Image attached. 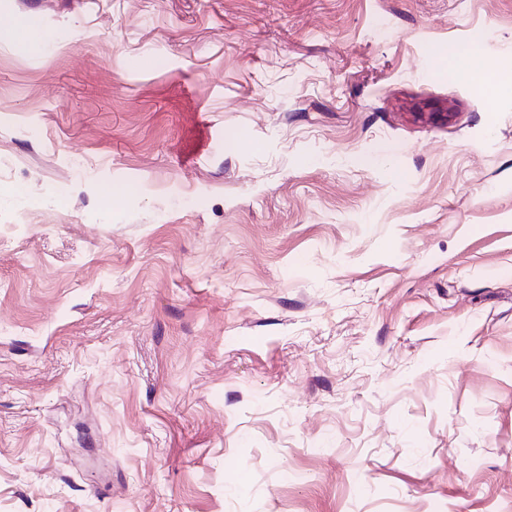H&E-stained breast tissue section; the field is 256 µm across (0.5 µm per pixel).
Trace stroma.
Returning <instances> with one entry per match:
<instances>
[{"instance_id": "stroma-1", "label": "stroma", "mask_w": 512, "mask_h": 512, "mask_svg": "<svg viewBox=\"0 0 512 512\" xmlns=\"http://www.w3.org/2000/svg\"><path fill=\"white\" fill-rule=\"evenodd\" d=\"M507 45L0 0V512H512V96L450 60Z\"/></svg>"}]
</instances>
